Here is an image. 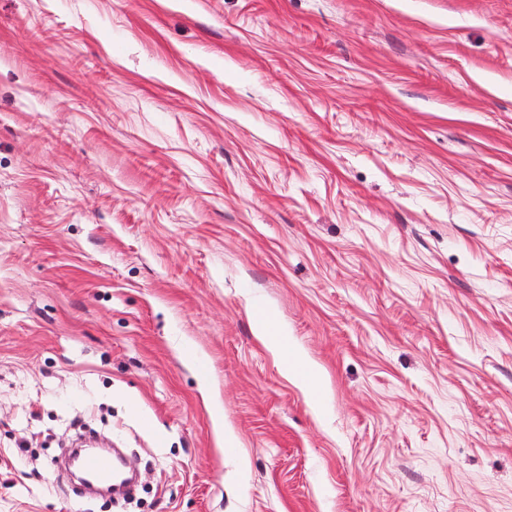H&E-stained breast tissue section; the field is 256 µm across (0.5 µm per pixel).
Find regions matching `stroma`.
<instances>
[{
  "mask_svg": "<svg viewBox=\"0 0 512 512\" xmlns=\"http://www.w3.org/2000/svg\"><path fill=\"white\" fill-rule=\"evenodd\" d=\"M78 420L143 512H512V0H0V512H119ZM113 454L115 457H117L118 454L121 455L124 462L126 463V466H123V468L128 473V477L130 478V482L124 485H117V489L115 490V493L113 496L123 497V498H130L132 497L133 500L131 502H128V504H131L135 500V487H136V457L130 455L128 456L127 451L125 448H114Z\"/></svg>",
  "mask_w": 512,
  "mask_h": 512,
  "instance_id": "obj_1",
  "label": "stroma"
}]
</instances>
